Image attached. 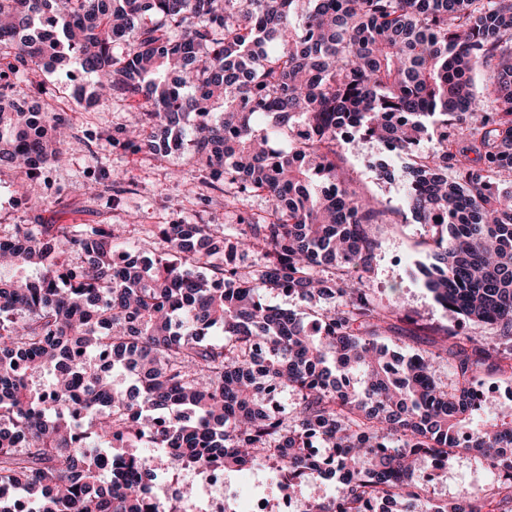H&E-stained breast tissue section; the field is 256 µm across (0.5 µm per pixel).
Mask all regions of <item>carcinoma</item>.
<instances>
[{
    "mask_svg": "<svg viewBox=\"0 0 512 512\" xmlns=\"http://www.w3.org/2000/svg\"><path fill=\"white\" fill-rule=\"evenodd\" d=\"M0 58V169L32 197L42 166L66 160L72 122L35 121L11 77L76 64L93 78L79 100L137 104L128 148L189 147L210 187L273 208L233 239L160 224L153 257L126 224L0 235V512L19 496L34 512H152L146 436L175 466L238 471L277 454L295 476L339 480L314 512H512V419L474 403L488 360L512 380V192L497 187L512 171V0H0ZM353 134L404 154L436 141L404 171L434 260L425 287L493 335L448 328L389 354L403 318L366 286L379 202L337 172ZM271 291L307 312L268 304ZM272 390L293 395L289 414L270 410ZM315 441L335 459L311 454ZM463 454L490 480L464 508L432 502L420 464ZM194 494L182 487L167 512Z\"/></svg>",
    "mask_w": 512,
    "mask_h": 512,
    "instance_id": "carcinoma-1",
    "label": "carcinoma"
}]
</instances>
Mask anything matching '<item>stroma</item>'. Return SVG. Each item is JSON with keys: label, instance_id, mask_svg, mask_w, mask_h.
I'll return each mask as SVG.
<instances>
[{"label": "stroma", "instance_id": "obj_1", "mask_svg": "<svg viewBox=\"0 0 512 512\" xmlns=\"http://www.w3.org/2000/svg\"><path fill=\"white\" fill-rule=\"evenodd\" d=\"M44 106L71 110L74 137L65 165H50L40 172L41 198L27 197L15 173L0 171V232L30 224H127L139 249L154 254L162 244L155 235L160 224H210L233 235L242 218L264 215L270 208L261 195L246 197L225 207L223 193L207 186L208 175L190 152L157 157L135 153L114 137L116 130L134 125L137 110L120 100H101L86 111H72V98L49 97ZM392 168L408 164L405 155L385 150L374 140L347 146L340 175L350 190L376 198L386 215L370 225L376 242L368 288L380 302L396 303L410 323L400 324L386 340L390 349L409 353L441 336L450 325L442 308L423 284L415 263L424 259V233L405 205L399 182L379 179L373 169L378 159ZM124 179L113 183L111 174ZM489 475L470 455L455 458L445 475L432 481L435 502L458 500L463 488L485 484Z\"/></svg>", "mask_w": 512, "mask_h": 512}]
</instances>
